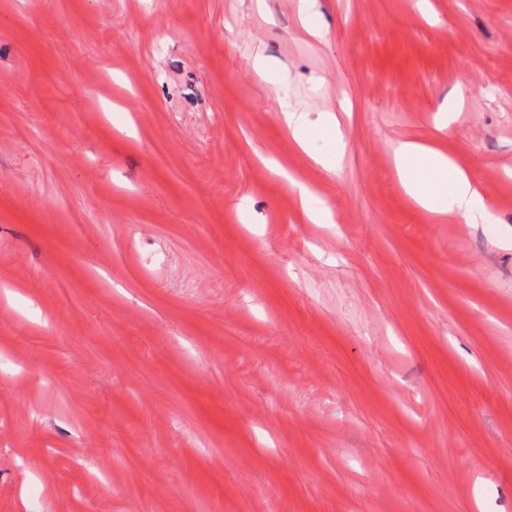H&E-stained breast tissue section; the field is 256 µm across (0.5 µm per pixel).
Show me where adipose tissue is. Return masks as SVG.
<instances>
[{
	"mask_svg": "<svg viewBox=\"0 0 512 512\" xmlns=\"http://www.w3.org/2000/svg\"><path fill=\"white\" fill-rule=\"evenodd\" d=\"M283 120L300 147H307L314 136L324 142L316 161L326 172L341 168L346 142L332 113H320L313 120L306 112L288 110ZM394 164L405 191L426 211L445 213L472 226L496 223L482 187L449 155L407 142L395 147Z\"/></svg>",
	"mask_w": 512,
	"mask_h": 512,
	"instance_id": "1",
	"label": "adipose tissue"
}]
</instances>
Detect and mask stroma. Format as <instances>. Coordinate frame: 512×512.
<instances>
[{
	"label": "stroma",
	"mask_w": 512,
	"mask_h": 512,
	"mask_svg": "<svg viewBox=\"0 0 512 512\" xmlns=\"http://www.w3.org/2000/svg\"><path fill=\"white\" fill-rule=\"evenodd\" d=\"M316 10L0 0V512H512V0ZM283 120L296 143L303 149H307L314 135L325 143V150L314 158L326 172L336 173L342 167L346 142L331 112H321L319 117L312 121L308 112L288 110L283 112ZM394 164L405 191L426 211L470 226L499 223L482 187L449 155L407 142L395 147ZM292 183L298 190L300 203L308 218L315 224L332 223L333 220L330 209L319 203L305 185L294 180H292Z\"/></svg>",
	"instance_id": "stroma-1"
}]
</instances>
